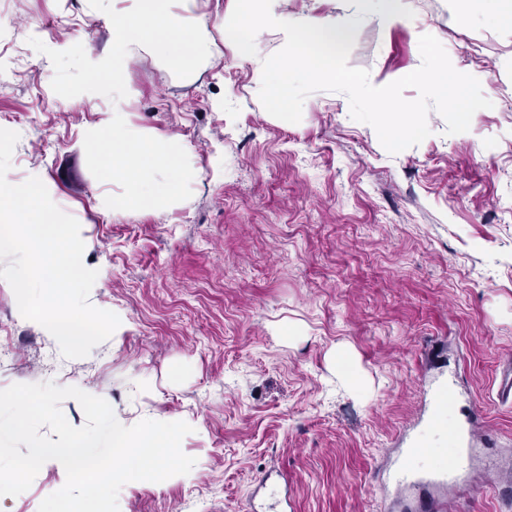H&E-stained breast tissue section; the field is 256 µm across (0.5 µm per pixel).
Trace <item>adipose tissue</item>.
<instances>
[{
	"mask_svg": "<svg viewBox=\"0 0 512 512\" xmlns=\"http://www.w3.org/2000/svg\"><path fill=\"white\" fill-rule=\"evenodd\" d=\"M286 0H237L235 20L222 23L225 43L238 57L252 60L266 83L271 106L285 110L293 102L296 78L317 84L330 78L325 64L348 43L356 18H370L389 27L401 22L406 0H351L352 12L312 22L288 14ZM200 0H94L95 13L112 31V54L95 66L90 76L96 83L123 96L132 90L127 73L136 52L145 50L184 74L216 68L223 55L213 41L207 12ZM278 35L284 54L262 57L257 53L256 29ZM99 170L123 186L114 196L116 211L161 208L177 199L184 185L196 176L182 162L178 137H147L127 127L121 109H113L112 123L93 137Z\"/></svg>",
	"mask_w": 512,
	"mask_h": 512,
	"instance_id": "1",
	"label": "adipose tissue"
}]
</instances>
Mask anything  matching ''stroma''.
Segmentation results:
<instances>
[{
  "label": "stroma",
  "instance_id": "35a3bbf8",
  "mask_svg": "<svg viewBox=\"0 0 512 512\" xmlns=\"http://www.w3.org/2000/svg\"><path fill=\"white\" fill-rule=\"evenodd\" d=\"M435 36L453 67L494 82L491 107L450 135L389 154L317 91L297 123L270 114L249 61L219 29L224 65L195 81L139 52L128 73L130 126L183 139L198 177L182 204L121 213L104 202L86 139L112 121V95L85 79L112 52L90 0H0V128L16 131V179L39 175L77 219L89 300L118 315L113 336L64 358L19 312L0 279V390L54 382L105 399L132 422L183 421L190 477L134 481L119 512H247L287 488L288 512H416L450 498L459 512H512V399L497 396L512 359V31L491 0H409L403 22L363 19L350 66L381 87L421 64ZM85 41L83 57L61 52ZM451 387L433 419L431 390ZM486 414L495 445L477 447L461 492L381 491L405 448ZM60 485L41 468L0 512H38Z\"/></svg>",
  "mask_w": 512,
  "mask_h": 512
}]
</instances>
